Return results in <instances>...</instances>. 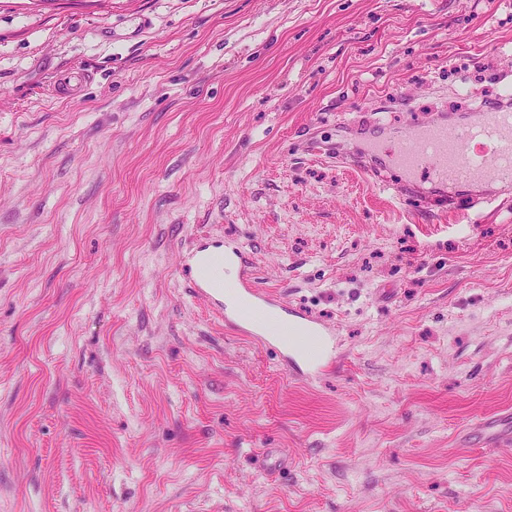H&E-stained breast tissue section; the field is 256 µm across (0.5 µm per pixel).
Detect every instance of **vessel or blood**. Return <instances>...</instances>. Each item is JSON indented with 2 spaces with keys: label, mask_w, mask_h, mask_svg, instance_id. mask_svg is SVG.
<instances>
[{
  "label": "vessel or blood",
  "mask_w": 512,
  "mask_h": 512,
  "mask_svg": "<svg viewBox=\"0 0 512 512\" xmlns=\"http://www.w3.org/2000/svg\"><path fill=\"white\" fill-rule=\"evenodd\" d=\"M367 157L401 170V190L419 184L482 186L484 205L512 191V98L484 101L474 118L411 123L408 131L378 128L366 142ZM238 267L232 291L212 275L214 264ZM194 297L210 306L234 332L280 354L293 371L319 376L334 368V330L283 297L259 287L244 250L202 239L179 263Z\"/></svg>",
  "instance_id": "obj_1"
}]
</instances>
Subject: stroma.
Segmentation results:
<instances>
[{"mask_svg": "<svg viewBox=\"0 0 512 512\" xmlns=\"http://www.w3.org/2000/svg\"><path fill=\"white\" fill-rule=\"evenodd\" d=\"M510 82L512 0H0V512H512V203L340 162ZM204 236L333 372L192 296ZM217 262L238 266V280L231 295L224 293V284L211 274ZM179 271L194 297L224 318L225 326L279 353L287 373L289 366L294 373L303 376L304 369L297 360L300 345L314 349V354L303 363L307 375L319 376L335 367V357L331 356L334 328L288 304L280 294L260 288L244 250L224 251L222 241L201 239L182 258ZM262 316L277 322L261 327L259 319Z\"/></svg>", "mask_w": 512, "mask_h": 512, "instance_id": "35a3bbf8", "label": "stroma"}]
</instances>
